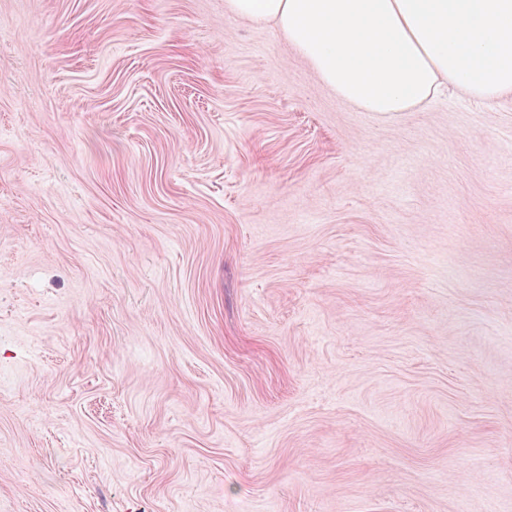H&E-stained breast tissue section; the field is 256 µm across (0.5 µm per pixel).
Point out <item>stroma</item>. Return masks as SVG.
Instances as JSON below:
<instances>
[{"label":"stroma","instance_id":"obj_1","mask_svg":"<svg viewBox=\"0 0 512 512\" xmlns=\"http://www.w3.org/2000/svg\"><path fill=\"white\" fill-rule=\"evenodd\" d=\"M0 512H512V96L0 0Z\"/></svg>","mask_w":512,"mask_h":512}]
</instances>
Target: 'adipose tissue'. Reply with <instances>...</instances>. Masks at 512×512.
<instances>
[{"instance_id":"obj_1","label":"adipose tissue","mask_w":512,"mask_h":512,"mask_svg":"<svg viewBox=\"0 0 512 512\" xmlns=\"http://www.w3.org/2000/svg\"><path fill=\"white\" fill-rule=\"evenodd\" d=\"M275 27L338 97L365 112H411L446 89L512 95V0H226Z\"/></svg>"}]
</instances>
